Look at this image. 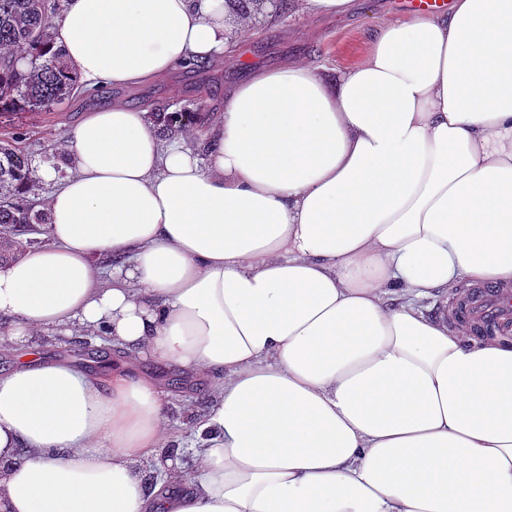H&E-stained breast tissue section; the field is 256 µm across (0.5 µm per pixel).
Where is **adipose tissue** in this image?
<instances>
[{
	"label": "adipose tissue",
	"instance_id": "1",
	"mask_svg": "<svg viewBox=\"0 0 512 512\" xmlns=\"http://www.w3.org/2000/svg\"><path fill=\"white\" fill-rule=\"evenodd\" d=\"M275 15L67 0L51 33L81 86H139ZM179 121L109 102L35 172L46 242L0 262V340L122 356L0 372V512H512V339L421 305L512 288V0L384 20L355 66L254 69ZM136 356L211 381L193 476ZM39 347V354L46 360L62 359L61 356H66V359L83 360L87 357H81L85 349H93L96 354V359H103L105 355L112 354V343L109 339H104L102 336H86L80 335L76 332L73 336L58 337V336H44L37 342Z\"/></svg>",
	"mask_w": 512,
	"mask_h": 512
}]
</instances>
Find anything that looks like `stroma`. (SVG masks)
Segmentation results:
<instances>
[{"mask_svg":"<svg viewBox=\"0 0 512 512\" xmlns=\"http://www.w3.org/2000/svg\"><path fill=\"white\" fill-rule=\"evenodd\" d=\"M396 0H357L354 13L331 18H315L302 13H283L276 26L260 22L253 35L237 42L236 53L222 70L198 76H171L162 83L138 87H111L100 90L98 102L109 99L134 101L149 96L158 105L176 111L187 100L200 99L203 106L221 109L224 93L252 69L279 66L293 58L304 57L313 67L333 66L339 69L361 62L370 33L381 21L402 16ZM79 106L60 107L52 112H17L0 116V133L26 131L25 146L34 164L51 158L52 144L71 131L80 118ZM42 358L78 359L85 349H93L97 357L111 354L110 340L100 336L76 334L67 337L45 336L38 342Z\"/></svg>","mask_w":512,"mask_h":512,"instance_id":"obj_1","label":"stroma"}]
</instances>
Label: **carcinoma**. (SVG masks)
<instances>
[{
  "label": "carcinoma",
  "mask_w": 512,
  "mask_h": 512,
  "mask_svg": "<svg viewBox=\"0 0 512 512\" xmlns=\"http://www.w3.org/2000/svg\"><path fill=\"white\" fill-rule=\"evenodd\" d=\"M48 0H0V112H47L72 97L75 80L64 75L61 52L47 53L50 42ZM23 133L0 145V262L9 252L44 243L48 215L27 197L32 158L20 146Z\"/></svg>",
  "instance_id": "carcinoma-1"
}]
</instances>
